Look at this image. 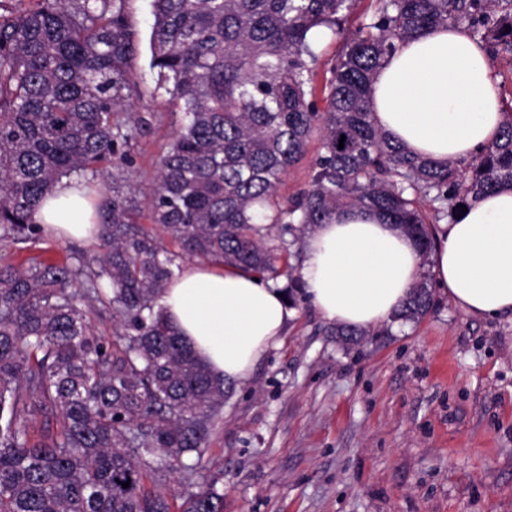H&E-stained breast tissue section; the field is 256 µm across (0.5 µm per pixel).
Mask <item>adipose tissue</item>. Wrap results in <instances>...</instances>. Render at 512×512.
<instances>
[{
	"mask_svg": "<svg viewBox=\"0 0 512 512\" xmlns=\"http://www.w3.org/2000/svg\"><path fill=\"white\" fill-rule=\"evenodd\" d=\"M370 110L394 142L440 163L472 159L505 121L491 56L461 26L425 29L390 56L372 83ZM35 220L58 240L98 239L95 209L73 179L54 186ZM427 231L424 258L380 215L337 211L305 240L300 275L307 299L328 321L374 328L401 307L424 264L437 289L466 312L512 313V186ZM160 304L213 375L229 383L250 375L295 315L279 285L199 262L183 266Z\"/></svg>",
	"mask_w": 512,
	"mask_h": 512,
	"instance_id": "1",
	"label": "adipose tissue"
}]
</instances>
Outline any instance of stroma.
Segmentation results:
<instances>
[{
  "instance_id": "stroma-1",
  "label": "stroma",
  "mask_w": 512,
  "mask_h": 512,
  "mask_svg": "<svg viewBox=\"0 0 512 512\" xmlns=\"http://www.w3.org/2000/svg\"><path fill=\"white\" fill-rule=\"evenodd\" d=\"M359 0L314 42L325 72L347 34L368 23ZM136 34L131 99L149 131L127 177L141 207L158 157L183 122L149 67L151 0H126ZM97 244L41 237L0 261L59 262ZM301 300L278 347L224 398L202 464L224 512H512V314L471 315L445 296L420 322H389L346 349Z\"/></svg>"
}]
</instances>
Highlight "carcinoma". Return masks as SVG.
<instances>
[{
	"label": "carcinoma",
	"mask_w": 512,
	"mask_h": 512,
	"mask_svg": "<svg viewBox=\"0 0 512 512\" xmlns=\"http://www.w3.org/2000/svg\"><path fill=\"white\" fill-rule=\"evenodd\" d=\"M354 4L152 0L150 66L183 123L156 163L147 227L125 177L131 143L148 127L128 101L136 38L125 0H0V245L40 238L33 215L62 178L91 184L115 170L112 195L97 205L100 253L0 263V512H223L215 480L178 504L154 481L198 471L231 389L165 318L159 299L180 265L162 234L187 258L286 275L294 305L303 284L292 265L279 269L281 254L338 208L377 210L422 258L392 321L417 323L433 309L415 195L440 219L512 185V108L465 172L393 142L372 120L369 90L383 62L428 27L464 26L512 59V0H378L318 86L312 34ZM315 136L308 187L279 197ZM95 305L112 318L110 338L87 320ZM365 335L336 326L346 345ZM35 411L45 417L36 436Z\"/></svg>",
	"instance_id": "1"
}]
</instances>
